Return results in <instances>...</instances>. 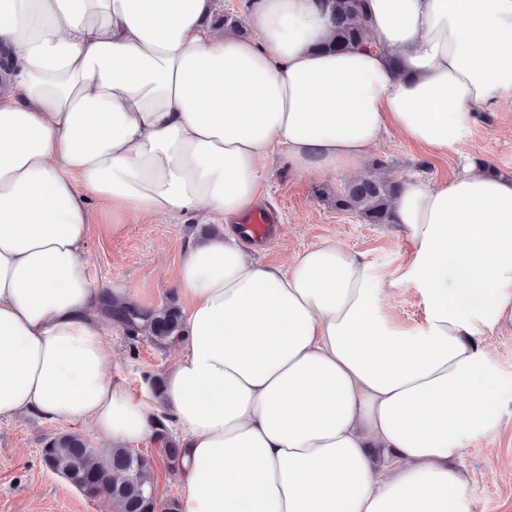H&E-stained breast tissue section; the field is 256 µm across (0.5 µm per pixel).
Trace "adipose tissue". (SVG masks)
I'll list each match as a JSON object with an SVG mask.
<instances>
[{"mask_svg": "<svg viewBox=\"0 0 512 512\" xmlns=\"http://www.w3.org/2000/svg\"><path fill=\"white\" fill-rule=\"evenodd\" d=\"M365 5L373 46L331 52L318 0H255L251 38L210 28L213 0H0V419L114 447L171 421L180 512H467L449 460L498 431L482 338L512 331V177L405 181L392 208L415 250L388 279L329 240L260 263L232 225L275 152L349 171L393 129L445 156L512 94V0ZM187 213L224 228L180 262L162 400L135 397L105 370L118 293L82 254L94 216ZM403 285L422 326L383 309Z\"/></svg>", "mask_w": 512, "mask_h": 512, "instance_id": "adipose-tissue-1", "label": "adipose tissue"}]
</instances>
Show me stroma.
Segmentation results:
<instances>
[{"label": "stroma", "mask_w": 512, "mask_h": 512, "mask_svg": "<svg viewBox=\"0 0 512 512\" xmlns=\"http://www.w3.org/2000/svg\"><path fill=\"white\" fill-rule=\"evenodd\" d=\"M485 160L499 172L512 173V95L500 98L477 115L469 142L460 152L435 157L388 131L362 162L359 171H324L300 175L275 156L263 171L265 207L277 210L274 234L258 245H246L253 259L284 263L305 248L328 239L360 256L380 274L393 273L414 249L396 224H368L338 210L336 194L364 177L403 182L418 176L442 183L461 169L464 158ZM197 216H140L117 231L94 229L84 260L96 285L119 289L140 306L184 308L172 279L185 248L218 232ZM495 365L501 417L494 441L473 438L454 463L468 478L469 512H512V332L484 338ZM106 369L113 386L141 397L155 376L166 375L179 356L174 344H157L130 336L113 326L104 336ZM74 432L96 449L105 437L87 425L49 421L35 414L0 419V512H112L106 498L90 500L51 473L40 450L48 438Z\"/></svg>", "instance_id": "obj_1"}]
</instances>
